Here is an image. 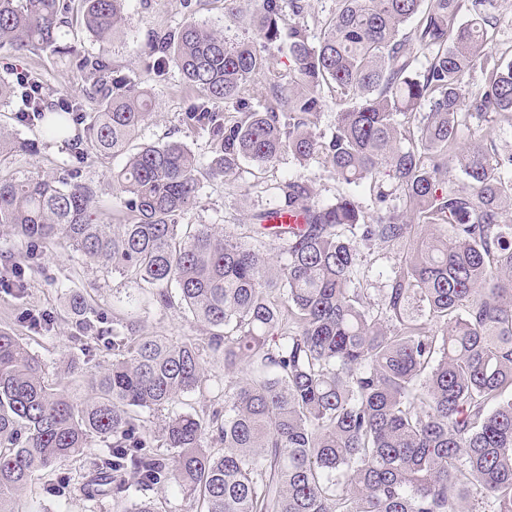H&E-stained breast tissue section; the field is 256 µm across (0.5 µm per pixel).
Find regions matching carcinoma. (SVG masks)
<instances>
[{
	"label": "carcinoma",
	"mask_w": 512,
	"mask_h": 512,
	"mask_svg": "<svg viewBox=\"0 0 512 512\" xmlns=\"http://www.w3.org/2000/svg\"><path fill=\"white\" fill-rule=\"evenodd\" d=\"M72 0H0V48L70 56L83 97L51 102L29 84L0 83V107L76 156L124 152L150 118L136 73L66 42ZM224 0L263 41L230 39L193 19L137 47L156 78L177 69L202 92L184 119L208 136V159L178 141L145 143L112 173L113 200L81 168L58 179L0 174V228L20 247L10 266L21 298L41 248L57 243L118 282L112 306L66 288L77 335L112 352L86 373L45 380L43 361L0 328V512L19 493L106 443L78 475L91 502L159 512L139 493L173 485L189 512H512V153L459 131L489 120L512 128V60L485 52L499 0H336L313 34L286 16L303 0ZM81 22L104 45L126 0H81ZM466 20H461L462 14ZM286 46L288 84L267 77L265 49ZM421 65H415L418 57ZM481 83L462 90L466 75ZM267 78L266 94L240 97ZM350 105L317 133L324 90ZM234 102L237 114L216 110ZM416 125L411 133L410 125ZM39 142L0 130V160L35 157ZM285 154L318 159L349 192L332 204L291 177L249 215L270 257L222 224H183L203 181ZM397 181L401 208L365 220L352 192ZM124 212L108 228L97 212ZM287 213L290 229L270 223ZM402 253L381 306L364 302L360 246ZM139 290L203 327L173 341L146 331ZM244 377L224 385V409L175 412L154 446L152 412L201 389L206 359ZM219 448L212 447L213 443Z\"/></svg>",
	"instance_id": "obj_1"
}]
</instances>
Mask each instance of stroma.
I'll list each match as a JSON object with an SVG mask.
<instances>
[{
    "label": "stroma",
    "mask_w": 512,
    "mask_h": 512,
    "mask_svg": "<svg viewBox=\"0 0 512 512\" xmlns=\"http://www.w3.org/2000/svg\"><path fill=\"white\" fill-rule=\"evenodd\" d=\"M191 15L209 25L227 28L230 34L241 32L240 27L226 16L224 0H192L188 9L183 7L182 0H128L126 24L108 45H101L77 26L69 32L67 40L76 44L83 54L104 55L113 68L142 74L143 86L152 98L153 109L148 122L134 134L133 144L175 140L203 158L207 155V135L183 119L188 104L197 95L196 90L189 88L174 69L161 79L143 75L142 63L132 51L134 45L145 43L153 32L176 28ZM21 72L39 78L53 99L63 94L78 98L85 89L83 75L67 59L48 52L19 55L0 51V78L12 81ZM73 161L70 145L49 141L41 145L37 157H12L9 163L0 165V173L19 176L34 171L55 177L62 175L64 167ZM292 176L311 182L323 203L334 202L341 191L340 184L318 162H300L286 155L262 172L246 165L228 181L204 182L196 208L185 216L184 221L188 224H221L235 233L248 235V214L267 207L271 200L270 187ZM361 254L362 264L369 271L365 297L368 303L376 305L382 299L387 277L399 265V256L397 251L377 244L362 247ZM67 286L91 289L100 305L106 308L112 305L114 282L111 275L106 274L101 265L83 262L71 249L60 245L47 249L41 269L28 279L23 299L0 291V328L13 326L23 307L51 312L55 320L51 333L40 336L22 328L18 334L41 356L45 377L52 383L66 378L70 358L83 354L80 345L71 337L72 327L64 311L63 289ZM143 317L149 330L172 339L194 338L201 334L200 327L190 323L176 308L162 310L148 304L144 307ZM18 508L20 512H115L110 502L95 506L79 493L62 495L47 490L41 483L21 492Z\"/></svg>",
    "instance_id": "obj_1"
}]
</instances>
